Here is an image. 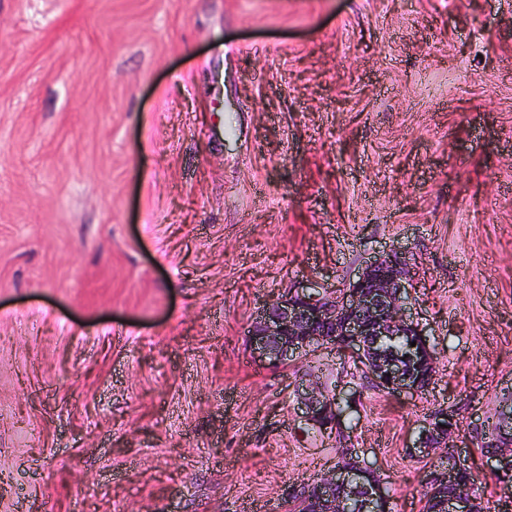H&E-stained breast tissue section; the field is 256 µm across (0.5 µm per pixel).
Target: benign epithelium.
<instances>
[{
	"label": "benign epithelium",
	"instance_id": "benign-epithelium-1",
	"mask_svg": "<svg viewBox=\"0 0 512 512\" xmlns=\"http://www.w3.org/2000/svg\"><path fill=\"white\" fill-rule=\"evenodd\" d=\"M406 276L403 262L384 258L366 265L356 281L329 296L295 292L274 299L249 331L252 358L286 366L300 349L331 344L355 350L371 379L388 392L424 391L433 373H423L422 362L433 360V352L422 330L404 314ZM397 336H412L416 342L404 365L396 356L375 354L382 341ZM302 405L306 423L320 429L335 425L336 395L312 388L304 393ZM498 416L503 423L498 436L504 444L493 458L496 470L511 474L512 399L501 402ZM457 430L454 412L440 409L423 427L415 450L445 446ZM316 498L322 512H385L384 498L370 470H327L317 478ZM472 505V490L460 488L452 497L436 501L432 512H473Z\"/></svg>",
	"mask_w": 512,
	"mask_h": 512
}]
</instances>
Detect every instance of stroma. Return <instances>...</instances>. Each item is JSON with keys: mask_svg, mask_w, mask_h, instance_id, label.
<instances>
[{"mask_svg": "<svg viewBox=\"0 0 512 512\" xmlns=\"http://www.w3.org/2000/svg\"><path fill=\"white\" fill-rule=\"evenodd\" d=\"M408 264L428 389L258 308ZM335 392L332 430L302 386ZM512 396V0H0V512H287L341 458L423 512ZM458 430V420L452 410L441 409L430 416L418 438V453L437 446H446L449 439ZM423 449V450H422ZM315 483V480H313L310 484L295 487L290 486L293 490V493L288 496V491L285 490V496L288 499V502L291 504L290 512H306L307 509L313 511V502L312 498L315 496L313 494V485ZM289 487V488H290Z\"/></svg>", "mask_w": 512, "mask_h": 512, "instance_id": "1", "label": "stroma"}]
</instances>
